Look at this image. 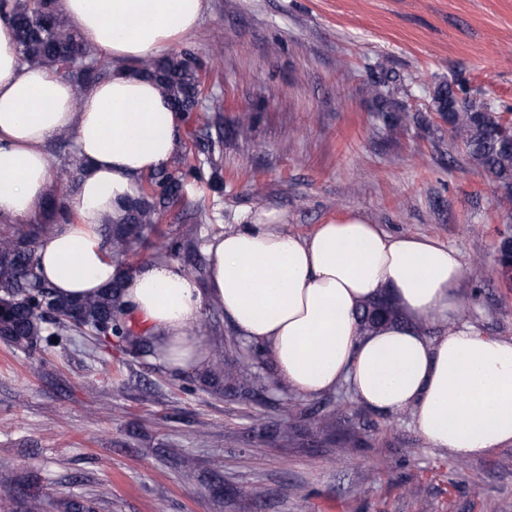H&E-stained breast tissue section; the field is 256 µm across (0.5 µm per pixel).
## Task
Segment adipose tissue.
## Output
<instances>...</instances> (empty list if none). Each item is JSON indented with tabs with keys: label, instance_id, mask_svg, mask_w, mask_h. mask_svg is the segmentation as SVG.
Listing matches in <instances>:
<instances>
[{
	"label": "adipose tissue",
	"instance_id": "obj_1",
	"mask_svg": "<svg viewBox=\"0 0 512 512\" xmlns=\"http://www.w3.org/2000/svg\"><path fill=\"white\" fill-rule=\"evenodd\" d=\"M86 44L120 72L76 93L71 81L24 64L0 18V223L28 224L44 209L57 161L50 142L75 141L84 171L69 221L37 243L43 278L62 297L124 280L122 301L147 328L157 361L174 373L203 366L196 332L223 311L239 336L268 349L277 378L314 399L348 384L376 411L411 412L426 442L463 460L512 445V339L461 320L466 269L458 250L421 235H393L358 213L306 236L280 224H243L206 242V286L181 267L149 262L131 272L101 235L122 223L143 181L168 168L184 117L136 62L192 34L206 0H64ZM389 295L399 324L362 332V305ZM439 323L428 337L423 323Z\"/></svg>",
	"mask_w": 512,
	"mask_h": 512
}]
</instances>
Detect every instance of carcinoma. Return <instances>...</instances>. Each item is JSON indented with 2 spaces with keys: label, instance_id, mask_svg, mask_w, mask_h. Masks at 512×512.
Instances as JSON below:
<instances>
[{
  "label": "carcinoma",
  "instance_id": "cac0c4a2",
  "mask_svg": "<svg viewBox=\"0 0 512 512\" xmlns=\"http://www.w3.org/2000/svg\"><path fill=\"white\" fill-rule=\"evenodd\" d=\"M4 13L15 27L21 59L33 67H45L69 78L77 92L102 77L87 70L80 59L89 56L77 29L64 23L55 0H11L3 3ZM135 71L158 83L162 93L180 112L196 113L200 127L209 124L206 112L197 111L203 86L190 53L158 63L141 61ZM384 112L385 124L404 127L420 121L405 106L388 101L374 89ZM431 109L448 126L452 140L476 168L489 174L506 189L512 188V107L500 111L477 98L467 97V90L457 82L439 83L431 96ZM181 183L168 170L152 174L143 196L129 210L121 224H107L104 241L117 258L136 253L146 231L157 223L162 211L180 201ZM70 214L67 204L52 200L50 224L0 225V337L28 352L56 344L65 333L79 329L99 332L101 336H119L135 350L151 349L141 336L132 334L122 321L123 282L118 281L96 296L68 300L55 294L42 280L36 255V241L55 229ZM498 269L502 281L512 284V236L500 237ZM400 320L398 307L386 299H377L362 308L361 324L369 331L377 325ZM57 331L46 333L45 323ZM214 379L226 378L243 393L255 391L258 374L255 363L244 356L228 357L224 347L212 351Z\"/></svg>",
  "mask_w": 512,
  "mask_h": 512
}]
</instances>
